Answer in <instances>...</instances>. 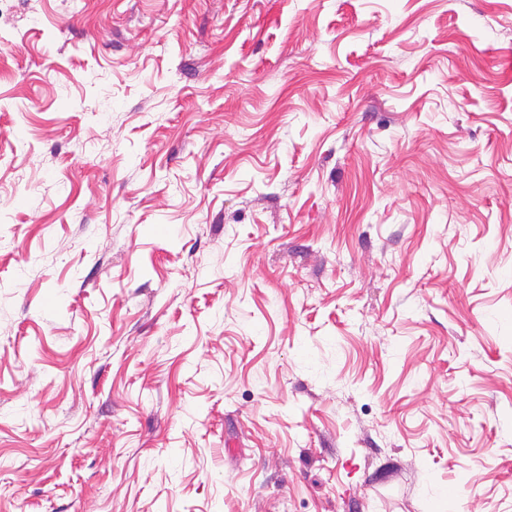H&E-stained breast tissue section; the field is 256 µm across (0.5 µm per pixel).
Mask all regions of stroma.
Here are the masks:
<instances>
[{
    "label": "stroma",
    "instance_id": "1",
    "mask_svg": "<svg viewBox=\"0 0 512 512\" xmlns=\"http://www.w3.org/2000/svg\"><path fill=\"white\" fill-rule=\"evenodd\" d=\"M0 512H512V0H0Z\"/></svg>",
    "mask_w": 512,
    "mask_h": 512
}]
</instances>
